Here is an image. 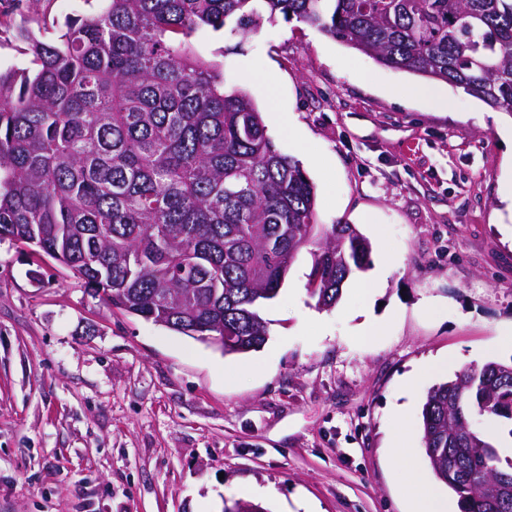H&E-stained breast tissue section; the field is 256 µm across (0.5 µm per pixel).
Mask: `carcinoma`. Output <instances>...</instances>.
<instances>
[{
  "label": "carcinoma",
  "instance_id": "1",
  "mask_svg": "<svg viewBox=\"0 0 512 512\" xmlns=\"http://www.w3.org/2000/svg\"><path fill=\"white\" fill-rule=\"evenodd\" d=\"M103 0L55 39L28 30L34 68L0 69V239L33 245L112 308L185 336H222L224 354L268 340L263 307L295 255L315 245L320 309L370 261L351 225L319 240L315 190L282 154L262 112L188 40L246 37L277 15L376 63L444 82L512 114V0ZM422 452L460 512L512 501L504 455L473 420L508 428L512 360H488L427 392Z\"/></svg>",
  "mask_w": 512,
  "mask_h": 512
}]
</instances>
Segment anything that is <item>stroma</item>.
Here are the masks:
<instances>
[{"label": "stroma", "mask_w": 512, "mask_h": 512, "mask_svg": "<svg viewBox=\"0 0 512 512\" xmlns=\"http://www.w3.org/2000/svg\"><path fill=\"white\" fill-rule=\"evenodd\" d=\"M101 6L0 0V68L28 66L20 30L52 38ZM189 45L300 161L320 228L347 222L369 238L370 264L320 309L301 251L263 310L267 343L238 356L113 310L67 268L0 240V512H223L237 500L406 512L407 472L432 473L428 389L512 359L500 343L512 328V118L444 83L412 97L419 77L294 20ZM368 318L381 335H363Z\"/></svg>", "instance_id": "35a3bbf8"}]
</instances>
